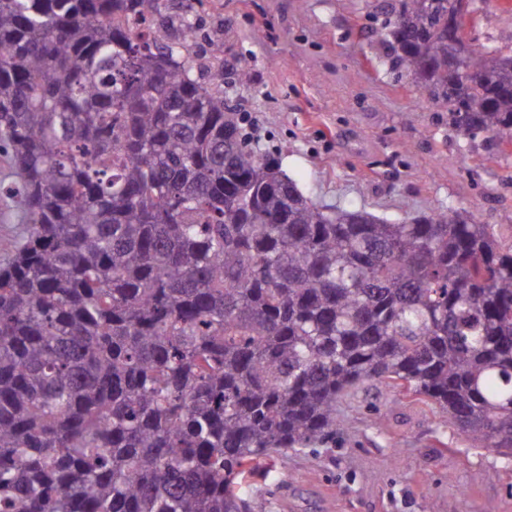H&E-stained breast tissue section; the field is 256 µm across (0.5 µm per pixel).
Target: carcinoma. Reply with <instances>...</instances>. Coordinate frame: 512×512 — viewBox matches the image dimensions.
Returning a JSON list of instances; mask_svg holds the SVG:
<instances>
[{"instance_id": "carcinoma-1", "label": "carcinoma", "mask_w": 512, "mask_h": 512, "mask_svg": "<svg viewBox=\"0 0 512 512\" xmlns=\"http://www.w3.org/2000/svg\"><path fill=\"white\" fill-rule=\"evenodd\" d=\"M170 0H0V512H252L238 479L336 437L366 382L512 454V251L433 207L320 204L189 59ZM373 32L453 136L512 144V31L455 0ZM479 10L464 17L465 31L477 43H492L502 32L512 30V0H475ZM501 2L496 5L492 2ZM4 204L0 198V263L11 253L18 231V224L7 216L8 210Z\"/></svg>"}]
</instances>
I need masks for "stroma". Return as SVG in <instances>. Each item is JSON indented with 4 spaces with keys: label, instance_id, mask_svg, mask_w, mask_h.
Wrapping results in <instances>:
<instances>
[{
    "label": "stroma",
    "instance_id": "1",
    "mask_svg": "<svg viewBox=\"0 0 512 512\" xmlns=\"http://www.w3.org/2000/svg\"><path fill=\"white\" fill-rule=\"evenodd\" d=\"M374 0H192L191 57L246 59L233 100L302 192L390 219L466 212L512 248V145L456 141L448 115L387 72ZM466 32L512 30V0H476ZM334 442L267 460L240 485L254 512H512V456L473 448L435 405L368 382L338 405Z\"/></svg>",
    "mask_w": 512,
    "mask_h": 512
}]
</instances>
